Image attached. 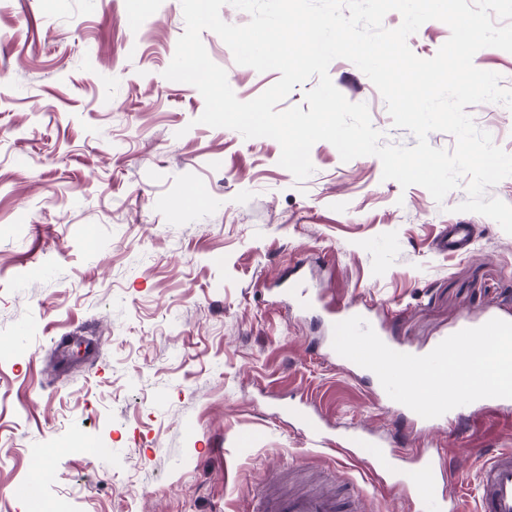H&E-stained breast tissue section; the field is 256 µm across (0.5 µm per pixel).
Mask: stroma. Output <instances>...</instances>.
<instances>
[{"label":"stroma","mask_w":512,"mask_h":512,"mask_svg":"<svg viewBox=\"0 0 512 512\" xmlns=\"http://www.w3.org/2000/svg\"><path fill=\"white\" fill-rule=\"evenodd\" d=\"M184 31L181 0H0V512H252L274 469L410 512L372 449L342 452L368 433L428 449L475 512L485 455L512 448V406L416 431L330 353L308 300L365 305L426 350L462 318L512 320V235L459 211L465 187L439 204L326 141L299 182L274 139L200 124V92L163 76ZM201 38L239 100L279 79ZM328 75L383 143L415 146L356 65ZM466 111L512 154L511 109ZM452 224L472 225L470 252L439 249ZM283 399L316 405L328 445Z\"/></svg>","instance_id":"stroma-1"}]
</instances>
